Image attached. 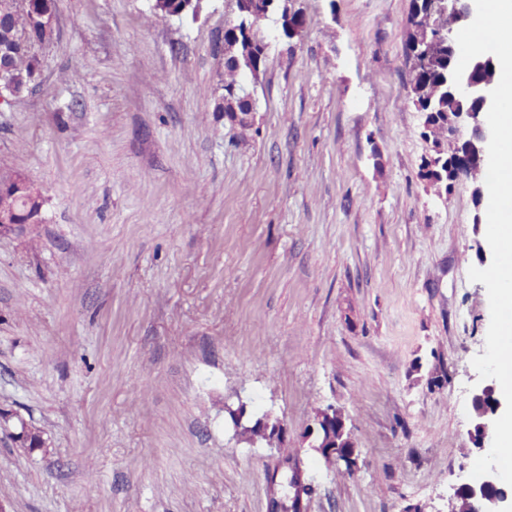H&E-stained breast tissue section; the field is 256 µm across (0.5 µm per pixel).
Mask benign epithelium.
Instances as JSON below:
<instances>
[{
    "label": "benign epithelium",
    "mask_w": 512,
    "mask_h": 512,
    "mask_svg": "<svg viewBox=\"0 0 512 512\" xmlns=\"http://www.w3.org/2000/svg\"><path fill=\"white\" fill-rule=\"evenodd\" d=\"M177 5L169 9L172 17H181L185 14L197 15L201 0H173ZM473 0H446L444 13L447 24L438 29V36L447 39L448 48L454 55L459 54L454 25L471 19L473 13ZM496 64L494 58L486 54L475 57L465 69L461 85L457 88L453 76H448V97L455 104L452 124L455 131L468 129L470 137L465 141L458 139L448 144V171L447 184H452L458 178L457 169L469 162H476L482 166L488 165V142L490 129L487 124V114L491 106L490 92L496 86ZM36 211H28L25 218H18V214L0 211V234L12 233L19 236H30L34 233L36 224ZM494 403L492 410L472 411L471 434L482 438L493 436V422L501 416L502 403L497 396L496 384L493 381L478 386L472 395V406L485 401ZM344 424L343 417L332 405L320 409L315 417L314 426L308 430L307 438L313 439L312 447L325 459H333L342 454L349 460H354L355 442L353 437L347 438L346 447L336 445V424ZM471 480L460 485L454 492V497H465L479 512H512V491L505 487V483L494 472Z\"/></svg>",
    "instance_id": "7a95c632"
}]
</instances>
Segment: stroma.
I'll return each instance as SVG.
<instances>
[{
	"mask_svg": "<svg viewBox=\"0 0 512 512\" xmlns=\"http://www.w3.org/2000/svg\"><path fill=\"white\" fill-rule=\"evenodd\" d=\"M57 5L32 90L0 104V170L45 198L33 237L0 235V506L268 512L279 453L236 435L241 407L286 424L303 512H448L490 323L468 271L492 252L470 180L421 177L410 0H295L244 132L215 109L234 0ZM329 404L345 479L302 445Z\"/></svg>",
	"mask_w": 512,
	"mask_h": 512,
	"instance_id": "35a3bbf8",
	"label": "stroma"
}]
</instances>
